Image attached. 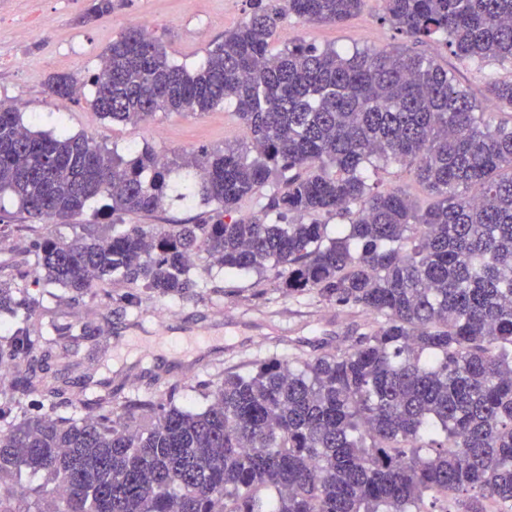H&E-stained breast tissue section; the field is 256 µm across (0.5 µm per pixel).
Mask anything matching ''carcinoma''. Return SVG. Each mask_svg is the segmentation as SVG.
<instances>
[{"instance_id": "obj_1", "label": "carcinoma", "mask_w": 512, "mask_h": 512, "mask_svg": "<svg viewBox=\"0 0 512 512\" xmlns=\"http://www.w3.org/2000/svg\"><path fill=\"white\" fill-rule=\"evenodd\" d=\"M255 2L192 71L130 27L90 76L104 119L229 101L247 141L184 163L193 179L177 198L219 219L47 235L33 243V269L0 278V314L13 324L0 365L14 392L54 397L35 415L0 403V512H19L9 481L23 470L47 476L35 512H512V123H491L452 72L405 49H269L283 17L340 23L365 0ZM381 2V21L415 41L512 63V0ZM78 86L72 75L48 83L60 96ZM486 98L512 109V81L489 82ZM379 159L416 164L428 205L370 182ZM171 172L148 147L121 154L35 131L0 104V196L33 223L69 220L97 197L116 215L153 212ZM273 178L265 217L221 219ZM323 216L340 220L335 236ZM201 252L228 275L273 271L288 292L375 324L344 348L199 381V411L171 392L116 415L110 384L73 408L71 347L94 329L53 323L31 335L29 287L78 296L116 278L186 298ZM37 344L60 366L51 376L22 358Z\"/></svg>"}]
</instances>
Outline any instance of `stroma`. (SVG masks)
<instances>
[{
	"label": "stroma",
	"mask_w": 512,
	"mask_h": 512,
	"mask_svg": "<svg viewBox=\"0 0 512 512\" xmlns=\"http://www.w3.org/2000/svg\"><path fill=\"white\" fill-rule=\"evenodd\" d=\"M112 13L98 21L85 20L90 0H0V104L15 107L35 131L52 132L63 126L125 150L150 147L168 161L178 163L172 181L187 177L182 159L226 144L244 141L245 133L232 103L196 115L157 113L133 124L102 118L91 106L93 87L76 95L55 96L47 81L55 74L86 75L96 70L99 56L112 39L130 25L131 18L151 21L171 61L194 69L209 49L224 39L252 11V0H113ZM380 0H366L364 7L341 23L302 22L284 18L278 25L273 48L303 41L318 48L407 47L412 53L433 57L468 86L494 120L512 121V109H498L486 100L485 86L493 79L512 78V67L493 62L459 60L441 40L414 41L380 21ZM202 204L192 206L168 199L148 214H128L113 220L104 200L90 203L67 222L11 225L0 235V269L32 268L31 245L45 233L71 240L86 224L116 223L160 226L193 224L203 220ZM202 282L194 295L184 299L159 298L139 292L137 307L119 311L116 301L126 295L124 283L75 297L59 291L57 297L34 291V316L96 331L77 355L80 370L112 385V408L122 412L129 401L149 396L166 401L171 389L180 392L181 405L202 407L195 382L234 368L248 370L251 363L273 355L302 353L314 356L347 346L364 332L371 315L357 312L316 294H291L280 288L274 274L227 276L213 268L207 255L196 259ZM210 332L211 352L189 364L176 359L186 336Z\"/></svg>",
	"instance_id": "35a3bbf8"
}]
</instances>
